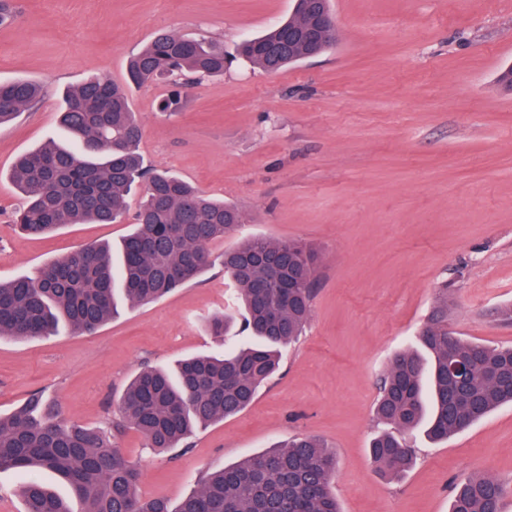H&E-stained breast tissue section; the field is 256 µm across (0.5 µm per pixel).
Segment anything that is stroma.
Listing matches in <instances>:
<instances>
[{"label": "stroma", "instance_id": "obj_1", "mask_svg": "<svg viewBox=\"0 0 512 512\" xmlns=\"http://www.w3.org/2000/svg\"><path fill=\"white\" fill-rule=\"evenodd\" d=\"M0 24V82L44 97L0 126V280L30 274L84 244L118 243L145 192L116 224H73L45 237L11 222L9 174L23 153L62 138V92L94 76L125 83L127 61L155 35L224 44V74L183 85L177 112L156 80L132 88L146 166L238 206L245 222L214 252L250 236L300 241L318 256L309 321L277 373L241 413L159 453L132 428L117 438L141 472L142 497L178 505L210 471L294 436L335 452L341 512H448L453 479L490 476L512 512V404L431 442L406 433L416 462L391 477L372 465L380 376L417 346L440 297L467 341L512 346V0H329L336 42L267 72L237 53L292 14L293 0H10ZM221 266L146 305L121 304L95 334L0 341V413L45 391L75 421L118 417L144 366L214 353L206 318L238 312Z\"/></svg>", "mask_w": 512, "mask_h": 512}]
</instances>
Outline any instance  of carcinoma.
<instances>
[{
	"instance_id": "1",
	"label": "carcinoma",
	"mask_w": 512,
	"mask_h": 512,
	"mask_svg": "<svg viewBox=\"0 0 512 512\" xmlns=\"http://www.w3.org/2000/svg\"><path fill=\"white\" fill-rule=\"evenodd\" d=\"M293 16L242 43L240 55L267 71L299 61L308 44L288 41V25L324 15L315 51L332 47L336 32L328 0H311ZM127 85L105 77L68 89L60 122L71 144L48 141L14 164L11 181L24 197L13 215L18 230L41 235L67 224H114L133 187L147 183L132 230L120 243L119 263L108 244H91L45 264L33 275L0 282V339L52 336L60 326L91 333L110 320L118 300L156 301L199 278L215 264L235 283L240 328L256 343L218 355L181 360L175 374L139 371L127 385L120 417L99 427L67 420L57 404L31 393L0 414V470L24 474V512H74L45 487L41 470L55 473L84 504L81 512H340L330 484L336 455L317 438H294L209 474L172 509L137 493L141 473L112 437L130 426L150 447L188 444L195 430L244 410L278 366L280 348L296 341L308 321L318 258L299 241L253 236L215 254L210 246L244 223L235 205L214 200L182 178L152 169L139 153L141 125L130 85L159 76L224 74V46L206 39L160 34L132 56ZM42 87L0 82V125L34 104ZM448 297L419 335L428 352L397 354L380 383L375 407L385 425L371 440L372 462L399 476L414 461L401 432L424 428L438 442L512 403V347H489L448 331ZM503 485L487 476L454 484L448 512H503Z\"/></svg>"
}]
</instances>
